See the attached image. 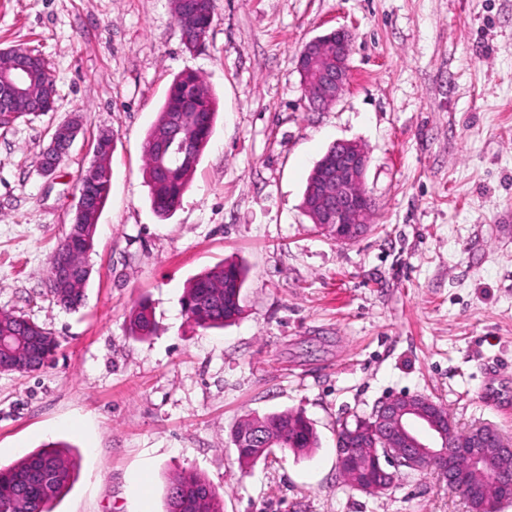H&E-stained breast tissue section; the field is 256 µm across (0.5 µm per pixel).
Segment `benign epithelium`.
Instances as JSON below:
<instances>
[{"instance_id":"1","label":"benign epithelium","mask_w":512,"mask_h":512,"mask_svg":"<svg viewBox=\"0 0 512 512\" xmlns=\"http://www.w3.org/2000/svg\"><path fill=\"white\" fill-rule=\"evenodd\" d=\"M351 34L345 28L307 42L298 56L304 89L312 91L315 109L339 101L350 81ZM39 55L17 46L0 48V113L15 111L27 102L42 110L50 102V91H35ZM82 123L72 115L53 126L44 151H55L58 143L70 147ZM369 155L355 141L338 140L314 165L303 197L302 208L312 223L321 226L339 243L351 242L368 229L372 198L364 189ZM496 467L489 481L491 493L480 492V509L472 497L475 474L484 470L489 455ZM356 468L372 465V487L391 488L402 474L430 468L448 477V489L467 500L470 512H499L500 504L512 499V442L490 425H478L459 438L446 409L423 395L388 398L372 412L358 418L336 436V466Z\"/></svg>"}]
</instances>
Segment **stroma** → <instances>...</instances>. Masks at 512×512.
<instances>
[{
  "label": "stroma",
  "instance_id": "1",
  "mask_svg": "<svg viewBox=\"0 0 512 512\" xmlns=\"http://www.w3.org/2000/svg\"><path fill=\"white\" fill-rule=\"evenodd\" d=\"M344 26L351 78L310 109L303 45ZM46 57L58 108L0 128V312L59 339L40 370L0 375V464L49 442L74 448L55 512H165L173 473L224 492V512H469L431 469L382 491L336 469V422L391 395L431 397L459 431L512 439V0H217L205 45L184 51L169 0H0V47ZM203 76L214 134L173 216L153 212L143 140L174 77ZM84 133L53 176L52 126ZM112 131V186L86 299L46 295L49 257L73 218L78 176ZM369 154L374 207L336 242L302 209L331 144ZM233 260L242 313L195 327L189 279ZM148 302L152 336H130ZM298 410L319 446L241 470L231 428Z\"/></svg>",
  "mask_w": 512,
  "mask_h": 512
}]
</instances>
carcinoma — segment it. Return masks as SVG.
Wrapping results in <instances>:
<instances>
[{
  "instance_id": "1",
  "label": "carcinoma",
  "mask_w": 512,
  "mask_h": 512,
  "mask_svg": "<svg viewBox=\"0 0 512 512\" xmlns=\"http://www.w3.org/2000/svg\"><path fill=\"white\" fill-rule=\"evenodd\" d=\"M202 3L204 8L189 35L188 44L193 46L205 41L214 21L213 0H202ZM216 112L217 99L199 73L182 71L174 77L143 143L149 199L159 217L171 216L180 206L209 146ZM176 116L185 119L184 127L190 135L189 149L178 157H164L161 143L172 131V120ZM113 150L108 141L95 140L94 151L99 164L111 166ZM79 190L99 213L108 199L111 181L82 182ZM94 241V236L82 232V225L72 221L49 258L47 275H52L56 265L64 263L70 267L76 285L60 288L47 282V295L53 304L69 311L84 304L85 288L90 279L88 256ZM244 281L245 270L234 261H226L190 280L183 292L188 319L203 329L222 328L235 321L242 312L240 295ZM154 326V313L148 302L141 301L131 309L128 316L131 335L146 338L152 334ZM0 336L10 337L11 352L22 361L21 373L39 370L59 345L51 330L9 312H0ZM259 426L276 439L275 448L281 452L307 453L318 447L317 432L300 411L284 410L262 417L247 414L231 434L239 466L244 470L271 453L269 448H252L247 443ZM76 468V459L64 443H49L7 466H0V512H53L56 503L69 492ZM167 505V512H224V496L201 474L182 470L169 479Z\"/></svg>"
}]
</instances>
